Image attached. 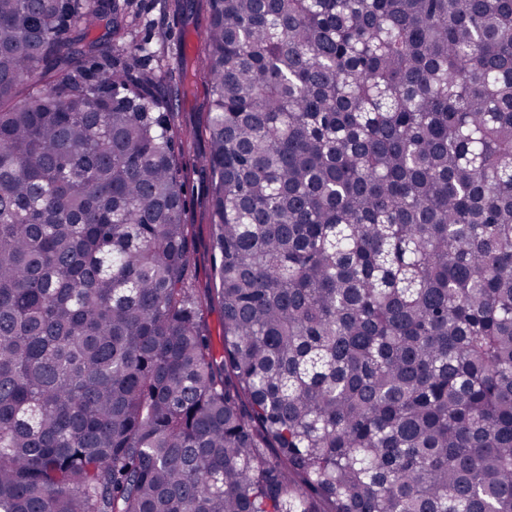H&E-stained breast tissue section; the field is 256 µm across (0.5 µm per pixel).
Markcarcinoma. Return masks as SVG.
<instances>
[{
  "label": "carcinoma",
  "mask_w": 512,
  "mask_h": 512,
  "mask_svg": "<svg viewBox=\"0 0 512 512\" xmlns=\"http://www.w3.org/2000/svg\"><path fill=\"white\" fill-rule=\"evenodd\" d=\"M203 2L184 133L132 0H0V512H512V0ZM175 73V72H174ZM173 79H164L159 83L158 92L162 97L172 98L173 103L177 109L176 123L183 131L190 132L194 129L202 128L207 120V114L204 112L200 104L203 100L204 85L201 80H198L197 94L199 96L198 102L193 104L191 102H182L175 97L176 82ZM203 138L196 141V170L191 174L187 192V224H192L190 239V261L187 268L189 282L193 288H209L212 281V255L210 243V220L208 211L210 182L199 157L206 150Z\"/></svg>",
  "instance_id": "obj_1"
}]
</instances>
